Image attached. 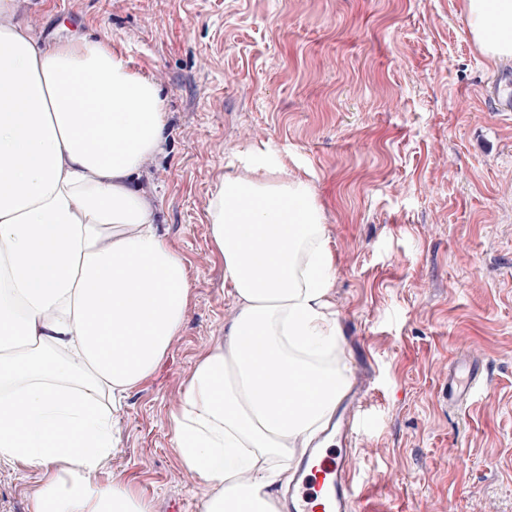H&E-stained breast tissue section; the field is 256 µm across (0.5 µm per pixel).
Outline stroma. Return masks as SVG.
<instances>
[{
	"label": "stroma",
	"mask_w": 512,
	"mask_h": 512,
	"mask_svg": "<svg viewBox=\"0 0 512 512\" xmlns=\"http://www.w3.org/2000/svg\"><path fill=\"white\" fill-rule=\"evenodd\" d=\"M42 42L109 41L159 85L167 131L134 181L182 257L190 306L154 375L113 419L101 471L155 512H200L168 423L234 306L207 224L248 148L308 179L335 258L333 300L364 392L349 468L364 512H512V111L463 0H17ZM483 368L445 406L448 368ZM42 473L0 463V512Z\"/></svg>",
	"instance_id": "1"
}]
</instances>
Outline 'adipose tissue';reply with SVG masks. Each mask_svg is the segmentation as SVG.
<instances>
[{
  "label": "adipose tissue",
  "instance_id": "1",
  "mask_svg": "<svg viewBox=\"0 0 512 512\" xmlns=\"http://www.w3.org/2000/svg\"><path fill=\"white\" fill-rule=\"evenodd\" d=\"M490 62L512 61V0H463ZM166 139L159 87L106 41L44 44L0 26V462L45 469L30 512H153L133 485L98 482L112 413L154 373L187 315V268L131 182ZM235 314L168 412L201 512H279L335 412L344 356L334 256L311 184L255 155L207 212Z\"/></svg>",
  "mask_w": 512,
  "mask_h": 512
}]
</instances>
